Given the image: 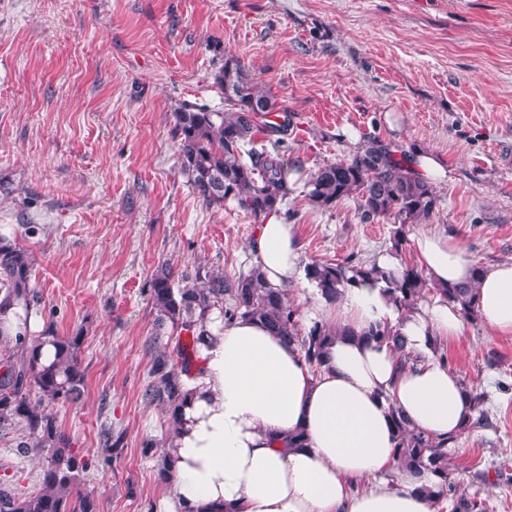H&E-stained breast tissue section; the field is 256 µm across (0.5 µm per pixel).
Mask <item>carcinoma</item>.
I'll return each mask as SVG.
<instances>
[{
	"label": "carcinoma",
	"mask_w": 512,
	"mask_h": 512,
	"mask_svg": "<svg viewBox=\"0 0 512 512\" xmlns=\"http://www.w3.org/2000/svg\"><path fill=\"white\" fill-rule=\"evenodd\" d=\"M214 81L224 91L226 110L185 103L175 112L174 135L179 141L181 167L204 203L222 207L231 199L257 220L279 208L290 193L288 170L280 157L289 118L283 115L279 121L268 120L275 112L274 101L248 78L236 60L224 59ZM262 125L267 129V140L258 144L254 135ZM308 186L309 200L318 207L331 208L352 197L363 219L394 218L399 224L392 238L396 250L406 243L404 225L428 220L437 204L433 188L404 169L390 144L378 137L368 139L349 158L319 167L310 175ZM483 273L484 268L476 265L470 282L440 288L438 293L459 306L463 317L476 320V289ZM307 275L332 302L341 289L366 277H380L393 301L406 311L415 309L427 287L421 269L409 263L393 272L380 270L374 263L312 262ZM149 293L156 310V329L149 345L150 382L143 398L162 407L173 434L180 428L181 409L191 395L188 383L211 311H219L226 321L248 317L296 341L306 362L316 369L322 363L324 346L333 336L320 322L302 330L286 289L268 283L256 266L229 276L209 275L199 267L177 275L162 265L152 274ZM41 301L34 286L30 253L0 236V341L4 343L0 349V429L22 426L27 431V438L16 444L18 455L48 453L38 489L25 494L10 480L0 481V512H97L94 498L83 488L90 463L49 411L58 404H75L84 394L86 374L80 357L84 336L80 330L61 335L51 322L40 334H34L31 317L40 310ZM172 331L178 336L171 347ZM362 337L393 349L406 362L414 360L397 331L387 325L372 326ZM45 345L54 349L49 363L41 360ZM469 394L478 412L471 426L487 425L484 394L472 389ZM394 426L399 460L442 475L451 512H487L484 500L459 491L448 481V449L456 447L459 436L438 441L411 428L399 415L394 416ZM101 437L104 450L119 453L122 434L105 425ZM142 453L159 455V475L169 478L173 460L167 452H157L156 442L148 440Z\"/></svg>",
	"instance_id": "carcinoma-1"
}]
</instances>
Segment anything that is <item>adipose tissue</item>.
I'll return each mask as SVG.
<instances>
[{
  "label": "adipose tissue",
  "instance_id": "adipose-tissue-1",
  "mask_svg": "<svg viewBox=\"0 0 512 512\" xmlns=\"http://www.w3.org/2000/svg\"><path fill=\"white\" fill-rule=\"evenodd\" d=\"M420 265L437 288L470 281L473 261L452 233L416 238ZM251 261L276 287L305 286L302 246L293 225L264 216ZM479 319L512 335V262L487 269L476 297ZM336 329L319 369L296 342L260 322L211 314L170 454L173 508L182 512H448L441 477L402 464L394 416L436 439L473 418L458 372L440 362L437 337L459 336L463 318L443 299L402 313L383 280L345 288L336 302L315 297L307 310ZM386 323L417 362L377 348L362 334ZM301 435L302 447L288 444Z\"/></svg>",
  "mask_w": 512,
  "mask_h": 512
}]
</instances>
